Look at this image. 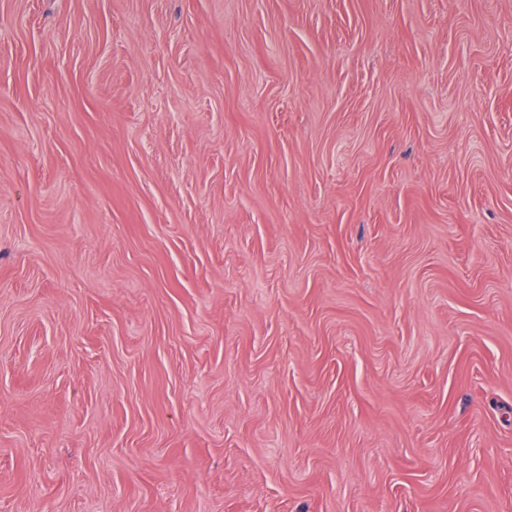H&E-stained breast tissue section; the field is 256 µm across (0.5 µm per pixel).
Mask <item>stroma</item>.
<instances>
[{"label": "stroma", "mask_w": 512, "mask_h": 512, "mask_svg": "<svg viewBox=\"0 0 512 512\" xmlns=\"http://www.w3.org/2000/svg\"><path fill=\"white\" fill-rule=\"evenodd\" d=\"M0 512H512V0H0Z\"/></svg>", "instance_id": "1"}]
</instances>
